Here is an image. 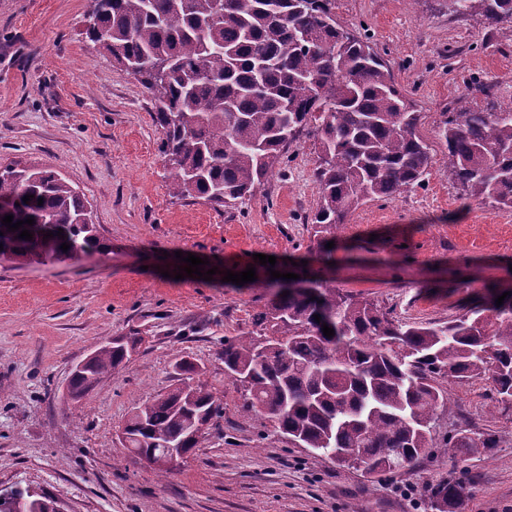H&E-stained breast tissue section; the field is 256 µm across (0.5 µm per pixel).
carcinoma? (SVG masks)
I'll return each instance as SVG.
<instances>
[{"mask_svg":"<svg viewBox=\"0 0 512 512\" xmlns=\"http://www.w3.org/2000/svg\"><path fill=\"white\" fill-rule=\"evenodd\" d=\"M334 9L335 0H91L85 35L151 96L173 195L216 209L243 201L304 134L318 158L316 207L305 220L329 233L364 203L419 184L432 164L415 102ZM448 13L482 15L512 38V0H448ZM438 135L460 198L512 209V105L450 112ZM6 215L34 219L23 225L30 240L0 223V243L15 260L103 249L88 202L48 167L0 166V220ZM257 281L272 299L255 316L257 335L224 339V372L254 412L316 458L338 462L346 450L385 472L431 454L432 424L448 404L440 377L460 385L485 378L497 401L512 403V294L498 306L491 291L448 322L423 324L320 280L310 293L282 278ZM324 325L334 335L324 336ZM135 343L99 347L72 372L69 397L80 400L118 371ZM178 368L180 383L128 416L123 447L148 458L172 446L186 455L224 416L223 400L196 380L203 368ZM444 447L475 456L496 439L456 433ZM432 497L437 512H453L458 488L442 483Z\"/></svg>","mask_w":512,"mask_h":512,"instance_id":"obj_1","label":"carcinoma"}]
</instances>
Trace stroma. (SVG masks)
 I'll return each mask as SVG.
<instances>
[{
    "label": "stroma",
    "instance_id": "obj_1",
    "mask_svg": "<svg viewBox=\"0 0 512 512\" xmlns=\"http://www.w3.org/2000/svg\"><path fill=\"white\" fill-rule=\"evenodd\" d=\"M88 0H0V164L46 165L92 206L102 254L0 263V493L32 489L66 512H436L432 487L459 488L455 512H512V407L488 380L440 379L448 405L435 440L464 430L494 448H439L370 472L314 458L247 406L224 374L228 337L255 335L269 302L259 284L223 281L254 254L276 269L307 262L329 284L402 322H444L487 289L512 287V209L463 202L437 130L449 112L512 102V42L444 0H336V18L368 36L424 115L432 148L423 182L370 201L335 232L331 256L304 217L315 206L312 139L254 195L215 210L168 189L152 103L85 37ZM208 260L211 280L177 278L176 252ZM143 342L119 373L66 402L73 368L105 340ZM206 368L224 416L202 447L157 477L122 449L130 411L177 384L178 361Z\"/></svg>",
    "mask_w": 512,
    "mask_h": 512
}]
</instances>
